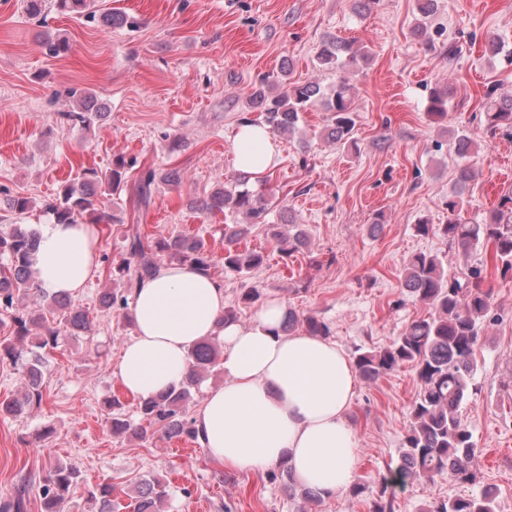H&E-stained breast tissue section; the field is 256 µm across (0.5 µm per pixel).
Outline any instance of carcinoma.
<instances>
[{
    "mask_svg": "<svg viewBox=\"0 0 512 512\" xmlns=\"http://www.w3.org/2000/svg\"><path fill=\"white\" fill-rule=\"evenodd\" d=\"M56 9L66 15H77L99 22L106 27L134 26V21L119 12L99 13L95 0H54ZM371 52L368 46L355 40L332 38L323 41L316 55V64L322 70L336 74V83L324 88L315 82H305L293 87L285 80L286 71L273 73L262 79L248 95L250 107L260 112L255 122L266 126L271 134L293 135L304 120V112L322 104L329 112L327 138L333 143L358 152L355 137L356 121L352 107L351 87L343 72L368 63ZM449 88L438 87L431 91L428 116L442 124L448 118ZM484 131L495 135L497 131H512V96L493 97L487 94L484 103ZM107 117L105 107L90 94L81 97L78 110L62 113L67 124L91 128ZM452 145L458 157L464 159L474 151L476 140L465 129L451 132ZM128 163L117 158L112 167L99 172L85 169L73 180L61 185L56 196L45 203V209L60 224H75L88 219L91 224H108L114 220L102 209L101 193L120 194L126 184ZM476 177L474 169L462 164L457 169L456 185L448 196V223L430 224L423 219L415 225L416 232L427 235L440 234L450 246L468 249L481 242L492 245L480 266L456 276L445 273L440 259L435 255L417 253L408 261L403 276L404 287L423 304L432 308L427 318L413 321L390 344L357 354L354 364L359 375L366 380H376L405 364L414 367L419 383L418 394L411 406V422L401 452V461L393 472L392 482L406 484L410 481H430L435 476L448 473L462 483H473L477 474L473 468L475 446L472 435L463 424L460 409L476 393L473 377L476 371L475 347L485 331V318L492 306L491 288L486 286L487 269L506 274L512 271V190L504 194L496 208L480 224H467L459 218L464 207V191ZM170 185L180 183L178 170L159 173L149 169L138 179L139 202L149 205L152 187L157 180ZM189 206L202 215L219 212L242 214L244 224L224 227V268L247 276L262 266L265 252L242 245L253 224L266 221V200L249 186L248 176L240 175L232 182L217 186L209 199L192 200ZM288 231L272 230L279 252L291 256L308 246L302 225L288 218ZM38 233L26 224H15L8 235L0 234V256L8 263L0 270V312L15 308V301L29 299L33 305L47 303L49 314H20L12 316L14 335L18 344L0 343V362L19 367L25 392L19 397L0 401V412L22 415L42 403L43 372L41 359L24 356V343L30 336V326L43 328L35 337V347L55 349L61 341L89 328V314L72 303L68 296L49 295L42 288L39 271L31 257L36 251ZM126 258L118 269L123 289L106 292L100 307L106 311L125 309L128 296L142 281L151 278L164 261H176L210 271L213 255L204 239L196 236L176 235L149 238L139 226L131 227L125 238ZM305 328L311 336H327L329 326L316 316L298 318L288 312L283 331L289 333L296 326ZM190 372L178 387L171 388L155 398L137 404L139 423L111 418L112 431L130 433L141 441L160 432L169 438L187 437L198 441L194 420L187 418L185 407L191 401L192 391L205 376L221 369L223 351L217 336L203 339L189 351ZM33 478L23 477L14 496L0 504V512H26L25 495ZM79 484V472L73 467L56 463L50 467L41 486L42 512H63L69 495ZM114 486L109 481L99 483L89 492L96 504V512H116ZM168 497V485L159 480L145 481L135 500L128 504L131 512H160ZM496 496L485 489L478 496L456 497L435 501L426 512H495Z\"/></svg>",
    "mask_w": 512,
    "mask_h": 512,
    "instance_id": "obj_1",
    "label": "carcinoma"
}]
</instances>
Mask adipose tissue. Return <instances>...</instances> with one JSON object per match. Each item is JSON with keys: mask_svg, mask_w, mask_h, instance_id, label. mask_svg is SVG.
Segmentation results:
<instances>
[{"mask_svg": "<svg viewBox=\"0 0 512 512\" xmlns=\"http://www.w3.org/2000/svg\"><path fill=\"white\" fill-rule=\"evenodd\" d=\"M237 170L258 176L279 154L266 128L244 122L233 140ZM92 224L40 225L32 261L43 288L78 296L98 260ZM135 331L115 374L139 399L181 382L192 344L221 335L224 383L208 388L195 418L199 438L224 466L257 470L287 464L297 481L332 497L354 481L358 448L347 421L354 400V363L335 342L281 330L277 299L265 302L250 324L219 326L224 288L210 274L176 262L133 290Z\"/></svg>", "mask_w": 512, "mask_h": 512, "instance_id": "1", "label": "adipose tissue"}]
</instances>
